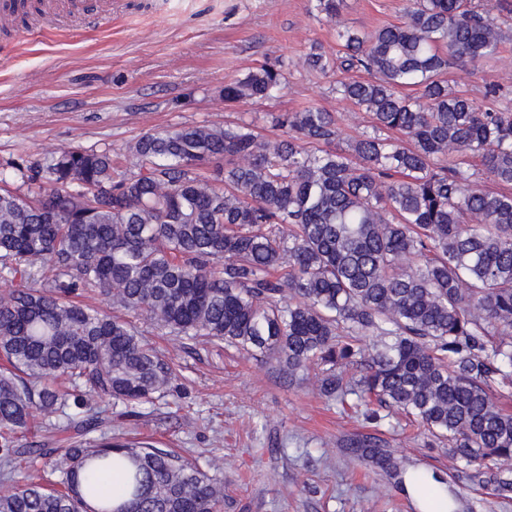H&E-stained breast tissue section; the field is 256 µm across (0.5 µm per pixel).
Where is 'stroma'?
Listing matches in <instances>:
<instances>
[{"label": "stroma", "mask_w": 512, "mask_h": 512, "mask_svg": "<svg viewBox=\"0 0 512 512\" xmlns=\"http://www.w3.org/2000/svg\"><path fill=\"white\" fill-rule=\"evenodd\" d=\"M315 0H121L110 23L58 31L49 23L26 36L0 37V171L17 189L14 165L43 162L61 147L108 151L127 160L148 131L221 127L315 105L335 113L344 136L369 118L335 91V72L307 71L311 46L336 55L337 28L372 30L404 20L406 0H342L338 22ZM493 14L505 39L495 58L449 68L451 87L482 102L486 86L512 99V0ZM282 58L279 97L234 106L224 85L258 64ZM145 338L177 371L179 391L145 405L140 416L110 415L113 434L181 449L224 479L223 512H415L417 498L353 458L346 439L372 435L422 471L451 473L446 444L420 434L401 415L366 422L323 395L314 374L295 377L274 356L191 341L137 319Z\"/></svg>", "instance_id": "35a3bbf8"}]
</instances>
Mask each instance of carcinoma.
Listing matches in <instances>:
<instances>
[{
  "mask_svg": "<svg viewBox=\"0 0 512 512\" xmlns=\"http://www.w3.org/2000/svg\"><path fill=\"white\" fill-rule=\"evenodd\" d=\"M337 37L336 93L371 119L344 148L335 114L311 106L271 117L275 138L252 122L149 131L128 165L59 148L17 167L25 193L0 190V512H89L87 497L96 512H221V479L101 432L107 409L89 401L133 411L176 377L131 314L272 354L290 376L315 366L323 393L356 397L365 420L385 407L448 440L446 478L407 472L375 436L346 442L397 487L444 494L446 512H474L462 480L512 500V414L496 400L512 390V107L495 85L479 105L444 78L497 53L502 31L471 0H408L402 24ZM304 65L330 59L314 49ZM287 70L266 62L224 101L273 99ZM92 292L110 310L81 301ZM36 412L58 421L24 443ZM38 458L63 489L13 476ZM112 470L119 506L98 480Z\"/></svg>",
  "mask_w": 512,
  "mask_h": 512,
  "instance_id": "carcinoma-1",
  "label": "carcinoma"
}]
</instances>
